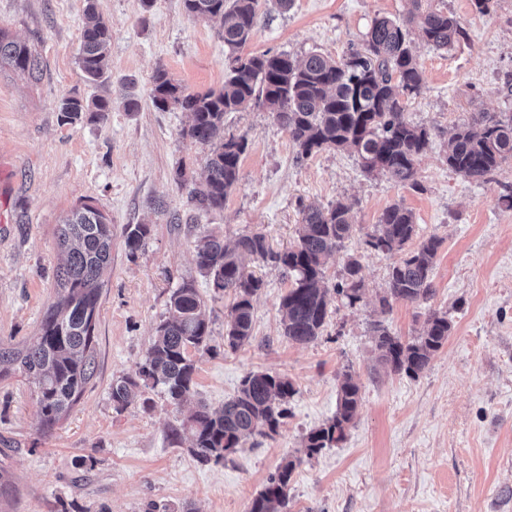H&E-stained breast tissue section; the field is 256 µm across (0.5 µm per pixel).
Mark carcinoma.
I'll return each mask as SVG.
<instances>
[{"mask_svg": "<svg viewBox=\"0 0 512 512\" xmlns=\"http://www.w3.org/2000/svg\"><path fill=\"white\" fill-rule=\"evenodd\" d=\"M182 2L188 15L220 23L228 68L224 86L205 94L186 92L161 68L152 77L154 105L162 110L174 105L190 113L188 135L211 145L205 183L189 192V201L196 209L209 212L224 208V200L238 184L247 141L243 137L224 139L220 133L227 113L256 105L288 130L297 158H308L323 149H353L366 172L385 173L403 185L419 187L416 163L429 144L430 133L407 119L400 100V94L410 97L422 88L409 27L417 28L420 37L434 48L448 49L465 37L453 14L432 7L429 0H410L406 20L375 19L362 47L350 53L353 61L348 62L344 57L336 60L318 52L304 59L288 53L242 54L258 11L269 0ZM85 13L89 22L82 32L77 65L85 80L96 84L104 81L108 72L112 31L97 15L95 0H86ZM0 63L32 78L41 70L39 56L27 45L7 39L3 30ZM110 111L112 100H87L76 94L62 98L57 106L63 124H72L87 112L93 119H103ZM509 155L512 118L475 112L449 136L446 162L462 177L482 180ZM353 230L352 206L338 201L328 208L304 206L297 244L284 251L273 250L261 233L242 236L232 244L211 231L200 233L194 244L200 274L213 288L234 291L227 345L237 349L253 336V297L262 288V281L246 268L255 261L280 266L291 278V286L279 303L283 335L298 344L321 336L332 296L351 305L361 299L363 281L355 256L347 258V277L336 283L334 290L324 285L326 258L341 249ZM149 235L147 224L127 225L125 244L129 252L138 251ZM418 236L413 213L399 204L385 208L375 229L367 234L365 244L369 248L400 255L379 299L383 310L395 301H426L434 294L432 274L442 239L431 235L410 247ZM57 237L67 249L66 263L57 274L59 301L45 312L33 346L20 349L0 341V377L17 366L34 378L44 431L53 428L95 375L92 343L102 294L100 278L111 261L112 224L99 209L84 204L58 226ZM203 308L204 301L191 282L171 293L168 316L157 325L155 339L135 375L112 383L115 412H123L138 398L148 404L144 393L157 387L176 408L187 400L197 374L191 351L209 349L211 339ZM451 329L448 313L439 311L428 315L422 332L410 341L391 335L378 322L373 327L376 361L389 373L417 375L448 341ZM294 393L288 378L252 371L222 410L199 405L180 426L170 430L169 438L179 444L183 433H188L192 456L202 464L218 463L249 439L273 438L288 416V400ZM360 406L361 387L346 372L339 385L335 415L304 439L306 456L310 458L342 440ZM295 468V461L284 460L254 497L250 512H281Z\"/></svg>", "mask_w": 512, "mask_h": 512, "instance_id": "carcinoma-1", "label": "carcinoma"}]
</instances>
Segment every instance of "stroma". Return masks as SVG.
Returning a JSON list of instances; mask_svg holds the SVG:
<instances>
[{
    "mask_svg": "<svg viewBox=\"0 0 512 512\" xmlns=\"http://www.w3.org/2000/svg\"><path fill=\"white\" fill-rule=\"evenodd\" d=\"M453 13L466 37L449 49L417 41L419 95L407 118L426 126L418 187L366 173L356 153L324 149L305 160L269 112L252 107L224 117V137L247 140L240 180L219 211L201 212L188 186L206 174L209 145L187 135L191 116L151 101L152 76L165 69L192 93L220 90L226 61L219 26L188 16L182 0H97L112 29L107 82L85 81L76 64L86 23L85 0H0V29L41 58L37 78L0 70V340L33 343L57 300L64 260L57 228L89 204L112 225V263L103 275L95 336L96 373L80 399L49 431L39 428L33 378L0 379V512H249L253 498L283 459L297 461L282 512H512V157L485 180H468L445 160L448 133L475 112L512 115V0L489 12L472 0H433ZM406 0H294L282 12L261 9L245 53L311 52L339 59L361 46L374 18L403 19ZM72 93L111 99L107 119L59 120ZM134 96L136 112L121 100ZM355 204L356 229L325 265V285L358 257L360 302L337 298L322 336L300 345L283 336L279 303L290 283L261 261L249 272L263 286L253 298L250 341L224 343L231 291L218 292L196 266L193 242L204 230L232 242L262 233L274 249L295 245L305 204ZM398 203L411 210L421 237L443 243L433 271L434 296L394 303L381 312L397 255L365 244L378 217ZM151 228L129 255L124 229ZM193 282L205 301L211 351H196L195 392L187 408L151 391V408H112L113 380L134 375L167 315L171 292ZM447 312L452 332L415 376L390 374L374 361L372 327L402 339L430 312ZM252 371L294 385L290 416L274 438H259L199 463L187 443L169 439L188 408L221 407ZM361 386L362 405L343 441L305 458L306 435L331 419L343 373Z\"/></svg>",
    "mask_w": 512,
    "mask_h": 512,
    "instance_id": "stroma-1",
    "label": "stroma"
}]
</instances>
